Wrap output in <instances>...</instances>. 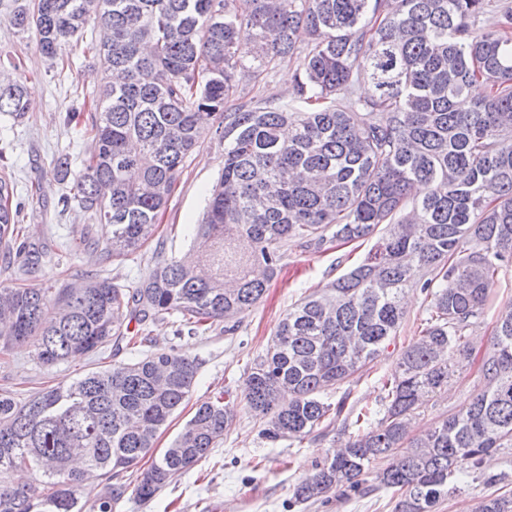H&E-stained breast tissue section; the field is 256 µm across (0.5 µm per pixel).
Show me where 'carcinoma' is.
<instances>
[{"mask_svg":"<svg viewBox=\"0 0 512 512\" xmlns=\"http://www.w3.org/2000/svg\"><path fill=\"white\" fill-rule=\"evenodd\" d=\"M488 0H34L10 15L36 31L43 57L71 67L88 39L96 84L67 123L94 150L63 199L102 224L96 247L122 261L154 237L188 156L210 130L224 168L199 235L202 267L185 255L134 288L109 278L60 288L0 287V351L34 349L53 366L144 333L175 315L195 334L233 331L281 270L291 240L310 245L384 233L365 260L288 311L245 382L247 407L276 442L317 431L344 404L321 395L374 361L405 319L407 290L431 297L421 336L383 385L381 427L349 436L298 483L297 504L369 486L394 512H435L453 477L512 448V305L479 353L468 340L499 268L512 258V7L476 31ZM106 32L96 40L88 25ZM305 30L310 43L297 47ZM299 60L302 107H230L244 79ZM369 84V95H354ZM481 84L482 98L456 101ZM28 111L24 83L0 75V114ZM0 175V261L40 265L18 242L20 208ZM477 366L482 389L457 412L413 431L417 411ZM198 362L158 350L23 400L0 390V512H112L128 485L149 501L170 477L207 458L233 412L220 391L201 403L146 468L158 435L188 400ZM379 458L385 467L374 470ZM30 480L15 484L11 474ZM105 493L92 495L94 484ZM473 512H512V496Z\"/></svg>","mask_w":512,"mask_h":512,"instance_id":"1","label":"carcinoma"}]
</instances>
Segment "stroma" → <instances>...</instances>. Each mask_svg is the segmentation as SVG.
<instances>
[{"label":"stroma","instance_id":"stroma-1","mask_svg":"<svg viewBox=\"0 0 512 512\" xmlns=\"http://www.w3.org/2000/svg\"><path fill=\"white\" fill-rule=\"evenodd\" d=\"M12 2L0 0V64L9 58L18 63L15 76L26 85L31 108L17 123L0 115V152L5 155L0 162L17 185L21 239L51 248L52 253L36 274L0 271V284L13 288L58 287L99 275L132 288L157 264L200 253L198 226L211 188L224 166L223 144L206 138L188 158L162 217L157 232L159 245H147L121 262L105 261L92 247L103 234L100 224L77 205L61 203L62 195L73 185V175L82 170L92 148L88 136L65 126L64 116L81 105L80 88L92 85L94 61L77 46L70 50L71 69L61 72L52 68L38 50L35 32H20L10 25L8 6ZM295 69V61L288 60L274 76L255 84L244 82V99L262 105L295 106ZM62 155L70 161L71 175L67 178L61 177L56 168ZM373 244L370 238L337 247L291 244L283 269L270 281L262 301L241 315L236 331L228 332L218 325L203 333L178 336L173 317L155 320L150 326L154 349L183 350L199 364L190 400L158 437L157 448L168 447L196 405L209 400L215 392L227 388L234 396H242L251 365L265 354L288 311L304 296L330 287L336 278L360 263ZM511 301L512 264L499 269L484 310L469 329L470 335L481 339L483 345H490L498 315ZM406 308L395 338L379 357L327 394L328 402L342 399L347 407L327 436L268 441L261 434L263 424L259 418L245 405H238L231 428L205 461L181 473L150 501H140L133 491H126L114 512H394L395 500L391 492L384 490L347 499L333 497L328 503L308 507L294 505L292 494L337 441L355 432V410L374 408L366 427L379 428L382 416L376 407L381 381L395 372L402 351L420 334L421 323L428 316L424 293L410 290ZM112 362L113 351L107 346L80 359L46 367L37 362L31 347L17 346L5 362H0V381L25 398L44 388L68 386ZM481 388L476 369L456 374L447 393L421 408L414 428L430 426L443 415L459 410ZM491 458L493 467H481L474 477L458 482L438 512H471L472 505L486 495H512V448L498 450Z\"/></svg>","mask_w":512,"mask_h":512}]
</instances>
